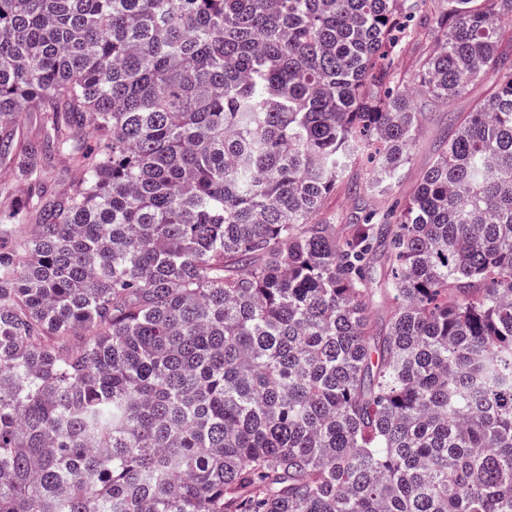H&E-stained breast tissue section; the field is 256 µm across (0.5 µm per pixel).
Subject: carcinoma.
<instances>
[{
    "instance_id": "obj_1",
    "label": "carcinoma",
    "mask_w": 512,
    "mask_h": 512,
    "mask_svg": "<svg viewBox=\"0 0 512 512\" xmlns=\"http://www.w3.org/2000/svg\"><path fill=\"white\" fill-rule=\"evenodd\" d=\"M504 41L512 0H0V512H512ZM483 81L409 199L320 217ZM434 48V39L427 29H422L417 35L403 45L398 67L408 70L421 59L428 56Z\"/></svg>"
}]
</instances>
